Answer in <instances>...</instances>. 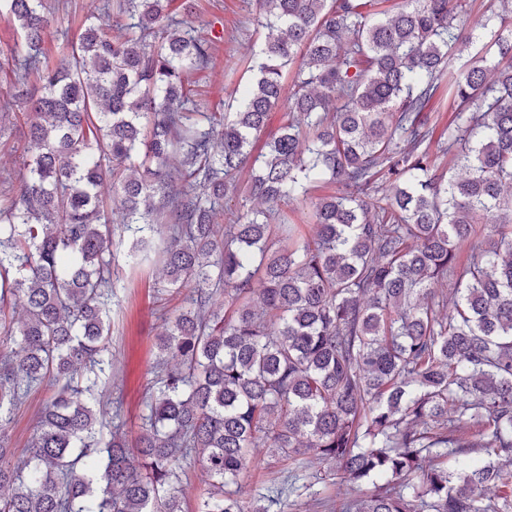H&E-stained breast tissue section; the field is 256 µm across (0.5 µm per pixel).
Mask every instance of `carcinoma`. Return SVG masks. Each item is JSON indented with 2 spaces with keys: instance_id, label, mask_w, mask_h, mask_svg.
I'll use <instances>...</instances> for the list:
<instances>
[{
  "instance_id": "obj_1",
  "label": "carcinoma",
  "mask_w": 512,
  "mask_h": 512,
  "mask_svg": "<svg viewBox=\"0 0 512 512\" xmlns=\"http://www.w3.org/2000/svg\"><path fill=\"white\" fill-rule=\"evenodd\" d=\"M383 2L261 0L268 36L219 115L188 108L216 43L187 20L195 0H104L54 57L45 0H0L19 34L5 107L28 140L0 204V512H183L188 458L211 478L198 512H269L301 489L328 512H512V0ZM106 183L127 261L164 224L166 287L191 289L157 337L134 448L100 395ZM298 199L310 238L274 223ZM44 383L12 466L6 426ZM260 448L285 477L247 509ZM429 113L431 115V125L433 127L431 151L435 153L437 141L448 126V123L453 119L454 112L448 109V104L442 102L436 103L432 112ZM284 113L285 112L283 108H279L269 113L264 133L260 136L254 145V156L259 154L261 151L265 152V143L278 135L279 130L285 120Z\"/></svg>"
}]
</instances>
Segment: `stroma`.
Wrapping results in <instances>:
<instances>
[{
	"instance_id": "obj_1",
	"label": "stroma",
	"mask_w": 512,
	"mask_h": 512,
	"mask_svg": "<svg viewBox=\"0 0 512 512\" xmlns=\"http://www.w3.org/2000/svg\"><path fill=\"white\" fill-rule=\"evenodd\" d=\"M101 0H47L50 29L58 41L75 39L78 31L73 16L83 15L99 6ZM259 0H198L191 18L198 30L223 32L216 45L214 68L194 74L196 101L204 112H220L225 101L234 96L250 78L252 50L264 31L258 26ZM27 141L20 131L0 138V200L15 195L23 181L20 156ZM130 245L126 233L112 236V373L104 389L109 401H121L120 423L128 441H135L145 411L144 391L158 372L156 338L165 321L171 320L186 305L185 294L172 293L160 283L162 240H155L150 258L131 267L125 261ZM50 392L40 387L18 406L6 430L13 463L27 460L35 436V418Z\"/></svg>"
}]
</instances>
